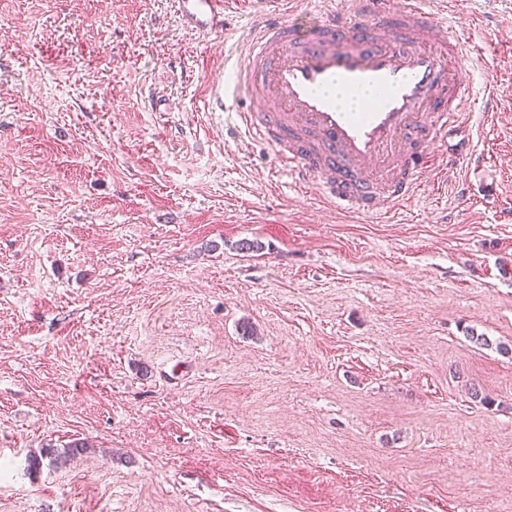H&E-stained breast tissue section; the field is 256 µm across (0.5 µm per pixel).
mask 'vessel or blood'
Returning a JSON list of instances; mask_svg holds the SVG:
<instances>
[{"mask_svg":"<svg viewBox=\"0 0 512 512\" xmlns=\"http://www.w3.org/2000/svg\"><path fill=\"white\" fill-rule=\"evenodd\" d=\"M236 0H178L196 31L222 30ZM298 0H254L243 60L233 83L211 85L223 106L246 93L261 107L239 113L248 134L264 139L275 161L301 188L358 213L405 205L434 168L436 145L447 164L470 155L461 136L470 97L459 75L469 59L429 0H353V9L315 13L310 30L296 25ZM371 90L363 111L325 96V88Z\"/></svg>","mask_w":512,"mask_h":512,"instance_id":"b4317fda","label":"vessel or blood"}]
</instances>
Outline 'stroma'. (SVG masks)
<instances>
[{"instance_id":"35a3bbf8","label":"stroma","mask_w":512,"mask_h":512,"mask_svg":"<svg viewBox=\"0 0 512 512\" xmlns=\"http://www.w3.org/2000/svg\"><path fill=\"white\" fill-rule=\"evenodd\" d=\"M447 7L496 120L388 221L209 111L248 13L0 0V512H512V0ZM89 450L85 442L75 441L68 448H63L61 452L54 448H47L43 451L40 458L38 456H32L30 463L32 466L38 467L42 464V458L49 457L50 464L57 465L60 462L67 461L68 458H75L78 455H82Z\"/></svg>"}]
</instances>
